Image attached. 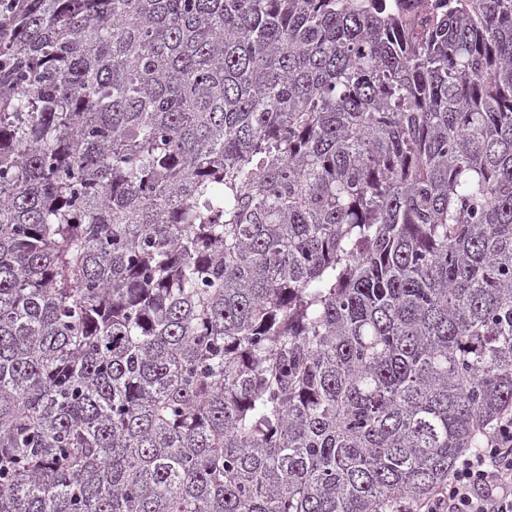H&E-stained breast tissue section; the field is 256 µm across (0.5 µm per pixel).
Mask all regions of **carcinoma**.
<instances>
[{
  "instance_id": "1",
  "label": "carcinoma",
  "mask_w": 512,
  "mask_h": 512,
  "mask_svg": "<svg viewBox=\"0 0 512 512\" xmlns=\"http://www.w3.org/2000/svg\"><path fill=\"white\" fill-rule=\"evenodd\" d=\"M512 410V0H0V512H420ZM397 11H403L410 16L434 14L442 9H448L446 0H390L387 1Z\"/></svg>"
}]
</instances>
